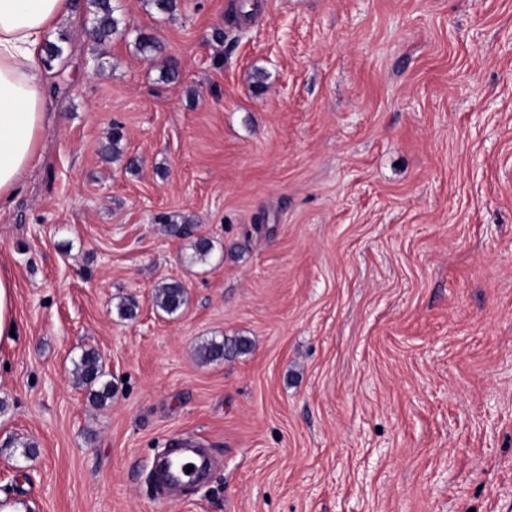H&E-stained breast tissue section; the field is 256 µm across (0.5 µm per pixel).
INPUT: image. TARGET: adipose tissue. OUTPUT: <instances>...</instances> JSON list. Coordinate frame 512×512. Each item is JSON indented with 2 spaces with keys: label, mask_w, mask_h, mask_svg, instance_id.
<instances>
[{
  "label": "adipose tissue",
  "mask_w": 512,
  "mask_h": 512,
  "mask_svg": "<svg viewBox=\"0 0 512 512\" xmlns=\"http://www.w3.org/2000/svg\"><path fill=\"white\" fill-rule=\"evenodd\" d=\"M71 13V0H0V209L41 161L44 46Z\"/></svg>",
  "instance_id": "1"
}]
</instances>
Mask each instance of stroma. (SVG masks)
Listing matches in <instances>:
<instances>
[{"instance_id":"obj_1","label":"stroma","mask_w":512,"mask_h":512,"mask_svg":"<svg viewBox=\"0 0 512 512\" xmlns=\"http://www.w3.org/2000/svg\"><path fill=\"white\" fill-rule=\"evenodd\" d=\"M73 2L42 161L0 212L21 326L0 343V497L512 512V0H117L128 32L103 46ZM236 336L246 352L199 360ZM86 350L102 405L73 379ZM177 437L215 467L169 496L152 474ZM186 302V289L179 282L163 285L156 296V303L169 315L177 313ZM74 366L77 381L90 387V396L95 403L103 404L111 397L112 384L103 380L105 373L101 358L96 352H82ZM94 386H97V389L93 388Z\"/></svg>"}]
</instances>
